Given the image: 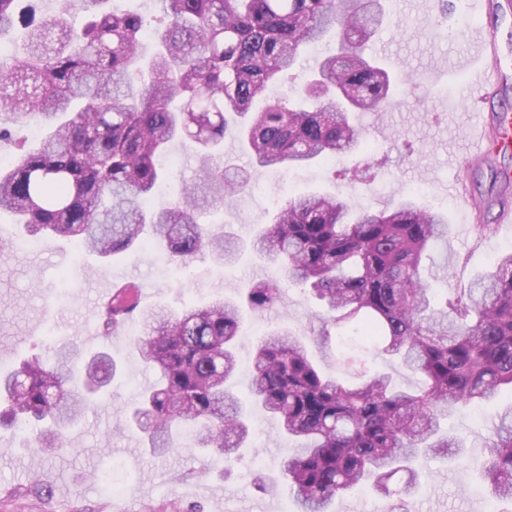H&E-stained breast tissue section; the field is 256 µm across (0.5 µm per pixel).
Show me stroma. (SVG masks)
I'll return each instance as SVG.
<instances>
[{
	"instance_id": "35a3bbf8",
	"label": "stroma",
	"mask_w": 512,
	"mask_h": 512,
	"mask_svg": "<svg viewBox=\"0 0 512 512\" xmlns=\"http://www.w3.org/2000/svg\"><path fill=\"white\" fill-rule=\"evenodd\" d=\"M391 15L370 41L368 51L382 59L400 90L387 111L359 113L357 122L367 144L361 152L336 157L294 174L288 170L253 173L247 189L225 200L206 217L213 233L249 242L254 226L268 223L277 204L308 191L336 192L353 206L392 207L403 195L437 207L449 222L470 220L466 238L438 242L425 260L424 276L433 288L461 290L490 268L498 253L512 248V224L497 223L503 206L512 205V149L484 156L470 153L468 132L490 122L493 112L512 109V78L486 102L475 104L460 93L469 72L461 67L465 35L472 26L450 21L439 0H390ZM372 164L374 180L334 179V172ZM480 201V212L465 215L463 197ZM22 226L0 213V370L18 358L39 355L54 360L62 344L81 351L106 350L118 359L123 376L110 393L91 404L81 423L66 431L63 445L39 453L24 449L22 437L0 432V512H283L286 495H269L252 487L256 475L275 477L287 442L274 419L254 417L257 457L245 458L225 474L222 458L190 448L187 437L175 449L156 456L138 436L124 430V414L138 391L151 384L155 371L133 346L141 334L133 323L120 334L95 337L93 301L113 283L135 280L146 290L143 308L180 309L213 297L237 299L250 282L279 278L275 265L244 251L225 267L198 256L181 267L152 250L136 251L105 262L76 254L62 240H42L37 250L20 248ZM79 257L72 267L71 257ZM328 313L302 289L288 287L284 302L270 311L245 312L239 345L248 361L257 338L278 326L306 336L316 364L344 383L357 380L356 366L337 360L335 342L320 331ZM512 404V389L502 388L480 408H458L444 421L449 432L464 436V458L433 460L423 469L407 512H484L492 500L473 468L489 436L494 414ZM39 480L44 495L31 491Z\"/></svg>"
}]
</instances>
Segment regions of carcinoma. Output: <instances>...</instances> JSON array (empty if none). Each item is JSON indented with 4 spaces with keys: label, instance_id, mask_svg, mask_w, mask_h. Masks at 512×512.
I'll use <instances>...</instances> for the list:
<instances>
[{
    "label": "carcinoma",
    "instance_id": "1",
    "mask_svg": "<svg viewBox=\"0 0 512 512\" xmlns=\"http://www.w3.org/2000/svg\"><path fill=\"white\" fill-rule=\"evenodd\" d=\"M16 2L0 0V36L16 26ZM81 2L80 26L63 0L57 13L27 25L22 55L0 70V140L31 114L44 127L34 144L15 139L12 161L0 165V211L29 235L67 239L79 252L113 259L161 249L187 265L208 251L233 265L244 245L201 222L249 183L245 171L230 174L224 138L237 140L255 168L307 166L358 150L356 114L397 101L388 71L368 54L386 0H155L161 28L103 10L108 0ZM331 31L336 53L296 97L268 99L270 85L295 79L305 47ZM147 38L155 52L146 62ZM177 140L196 144L197 177L159 201L156 187L169 172L156 158ZM447 236L445 214L411 195L375 210L329 193L289 198L254 233L252 249L325 304L330 325L351 327L337 334L336 347L356 344L422 377L408 392L379 371L346 386L322 372L305 337L288 328L256 341L251 406L295 442L280 485L296 512H330L336 496L365 484L405 501L429 460L464 447L441 432L448 410L512 388V250L437 307L421 267ZM282 302V285L262 280L245 286L240 304L217 298L143 311L135 285L112 287L95 314L98 332L141 323L134 344L159 374L131 413L152 454L168 453L172 428L182 426L199 451L228 466L238 459L252 431L232 389L241 304L260 311ZM78 355L64 345L52 363L32 355L1 372L0 429L41 423L46 429L27 447H57L88 400L122 375L110 353L76 363ZM483 455L481 477L493 497L512 503V405L495 414Z\"/></svg>",
    "mask_w": 512,
    "mask_h": 512
}]
</instances>
